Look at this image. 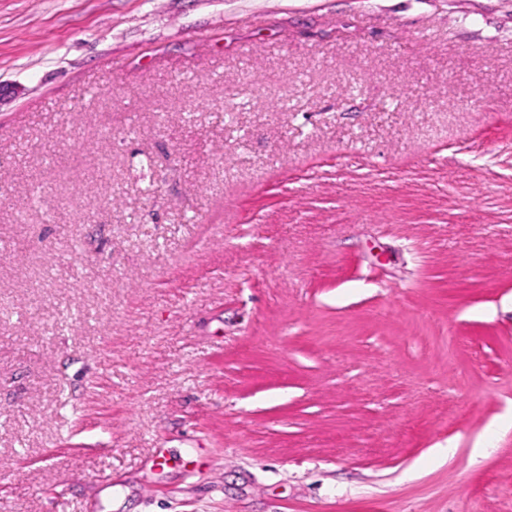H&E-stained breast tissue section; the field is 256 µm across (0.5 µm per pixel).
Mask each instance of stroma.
Listing matches in <instances>:
<instances>
[{
  "label": "stroma",
  "instance_id": "1",
  "mask_svg": "<svg viewBox=\"0 0 512 512\" xmlns=\"http://www.w3.org/2000/svg\"><path fill=\"white\" fill-rule=\"evenodd\" d=\"M0 512H512V0H0Z\"/></svg>",
  "mask_w": 512,
  "mask_h": 512
}]
</instances>
